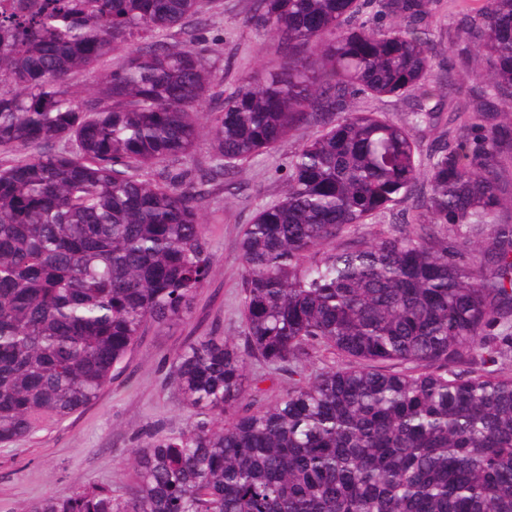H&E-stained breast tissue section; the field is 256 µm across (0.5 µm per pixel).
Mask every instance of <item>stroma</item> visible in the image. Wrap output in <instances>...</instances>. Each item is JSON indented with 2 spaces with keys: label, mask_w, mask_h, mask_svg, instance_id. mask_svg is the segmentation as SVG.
<instances>
[{
  "label": "stroma",
  "mask_w": 512,
  "mask_h": 512,
  "mask_svg": "<svg viewBox=\"0 0 512 512\" xmlns=\"http://www.w3.org/2000/svg\"><path fill=\"white\" fill-rule=\"evenodd\" d=\"M484 0H435L429 19V54L434 76L450 77L442 98L430 108L438 112V125H421L411 134L421 155H428L441 139L455 144L472 139L473 129L453 119L449 104L468 102L489 73L483 63L460 68L453 53L465 43L458 20L480 7ZM251 0H200L199 34L224 60V79L276 71L272 42L249 24ZM313 134L311 128L293 130L274 148L248 160L232 185L212 190L204 207V234L212 255L209 277L198 289L190 318L169 327L147 325L122 370L99 399L69 416L40 414L33 431L15 442L0 445V512H26L31 503L46 496H67L80 488L107 486L113 495L125 496L136 480L128 464L130 449L140 447L146 433L163 437L183 431L189 411L169 374L176 353L197 337L211 332L241 338L244 329L242 272L239 242L247 224L260 207L277 200L286 185L293 154ZM512 325L496 322L484 332L487 346L500 350L497 361L474 351L458 361L454 370L462 378L496 372L512 363V349L501 336ZM351 361L333 350H322L305 359L298 373L269 374L258 360H250V377L257 386L244 401L258 410L275 403L286 390L310 374L329 367L346 368Z\"/></svg>",
  "instance_id": "35a3bbf8"
}]
</instances>
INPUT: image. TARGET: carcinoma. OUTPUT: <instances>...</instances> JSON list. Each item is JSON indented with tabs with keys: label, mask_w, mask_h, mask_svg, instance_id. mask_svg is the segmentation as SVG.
I'll list each match as a JSON object with an SVG mask.
<instances>
[{
	"label": "carcinoma",
	"mask_w": 512,
	"mask_h": 512,
	"mask_svg": "<svg viewBox=\"0 0 512 512\" xmlns=\"http://www.w3.org/2000/svg\"><path fill=\"white\" fill-rule=\"evenodd\" d=\"M432 0H253L279 71L238 79L195 44L200 0H15L0 9V444L97 399L147 324L188 318L212 264L204 187L297 127L282 196L240 241L244 346L214 332L174 359L184 431L130 450L137 481L47 496L28 512H512V371L453 366L512 309V224L499 220L497 155L512 134V0L459 25L492 70L474 146L444 140L423 164L406 125L366 109L428 83ZM389 19L386 26L375 21ZM121 62L102 73L98 65ZM92 74L81 92L74 73ZM219 99L216 112L199 111ZM189 180L143 177L189 154ZM64 142L69 148L52 149ZM427 170H422V166ZM419 232L343 245L355 224L419 194ZM435 224L488 229L466 263ZM333 347L356 365L313 373L257 413L240 408L254 358L294 372ZM410 363L417 372L381 370ZM231 418L219 427L211 417ZM208 156L206 138L204 132H201V137L193 151L186 155V157L181 158L178 162L170 163L169 166L166 167V173L176 176L182 173H190V171L197 166L205 165L208 161Z\"/></svg>",
	"instance_id": "1"
}]
</instances>
